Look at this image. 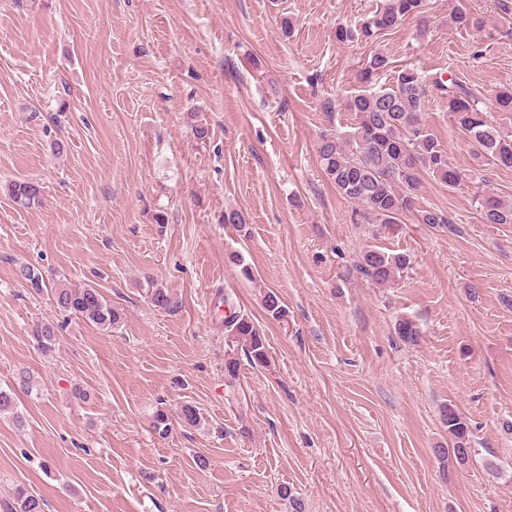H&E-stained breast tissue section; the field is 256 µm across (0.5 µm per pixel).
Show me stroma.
I'll list each match as a JSON object with an SVG mask.
<instances>
[{
    "label": "stroma",
    "instance_id": "obj_1",
    "mask_svg": "<svg viewBox=\"0 0 512 512\" xmlns=\"http://www.w3.org/2000/svg\"><path fill=\"white\" fill-rule=\"evenodd\" d=\"M380 2L0 0V187L45 188L31 209L0 190V387L23 369L35 382L17 400L24 429L0 416V494L24 485L48 512H293L294 497L305 512H512V224L480 221L475 184L430 175L418 204L456 232L410 213L359 222L317 154L322 132L351 126L343 100L375 51L488 94L512 83V20L497 0H426L337 43ZM460 5L483 27H452ZM424 122L453 167L480 168L437 90ZM371 245L410 259L387 286L346 275ZM25 263L97 284L119 328L64 319L18 279ZM154 284L176 308L152 307ZM221 297L261 327L267 365L228 344ZM403 317L417 343L395 334ZM45 319L62 325L48 356L31 337ZM186 403L198 427L177 424ZM446 404L474 448L448 471Z\"/></svg>",
    "mask_w": 512,
    "mask_h": 512
}]
</instances>
